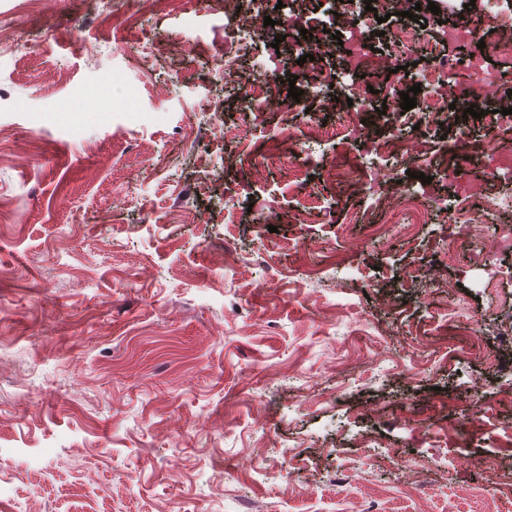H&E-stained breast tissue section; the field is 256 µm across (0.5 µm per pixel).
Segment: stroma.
Returning <instances> with one entry per match:
<instances>
[{"label": "stroma", "mask_w": 512, "mask_h": 512, "mask_svg": "<svg viewBox=\"0 0 512 512\" xmlns=\"http://www.w3.org/2000/svg\"><path fill=\"white\" fill-rule=\"evenodd\" d=\"M223 2L146 15L117 47L93 0H0L35 46L0 52V512H512L487 494L512 482V281L477 261L512 254L502 216L456 221L507 193L491 172L512 131L461 122L454 77L419 88L430 59L395 55L396 15L364 71L344 45L300 61L327 21L315 0L286 30L268 6L232 51L246 83L276 59L311 118L255 110L206 57ZM419 2L423 40L445 21L450 62L492 73L488 108L512 104V56L461 34L483 4ZM399 65L418 107L444 105L414 135ZM391 137L405 155L383 154ZM334 160L356 178L328 179ZM410 194L426 223L393 215Z\"/></svg>", "instance_id": "stroma-1"}]
</instances>
